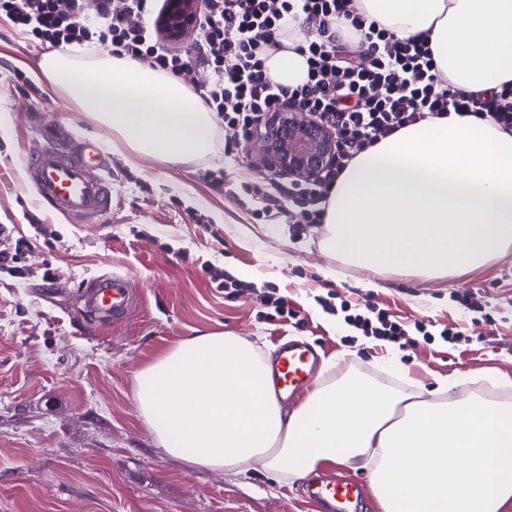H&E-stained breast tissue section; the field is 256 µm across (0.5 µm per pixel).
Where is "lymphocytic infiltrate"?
Instances as JSON below:
<instances>
[{"label": "lymphocytic infiltrate", "instance_id": "obj_1", "mask_svg": "<svg viewBox=\"0 0 512 512\" xmlns=\"http://www.w3.org/2000/svg\"><path fill=\"white\" fill-rule=\"evenodd\" d=\"M153 11L154 0H0V17L44 48L96 44L189 79L234 133L224 142L225 154L268 113L288 106L330 130L336 152L319 178L263 176L248 188L268 210L299 223H321L323 202L356 154L405 126L455 114L488 118L512 131L511 84L490 92L456 89L438 79L423 39L396 38L354 13L351 0H207L192 59L161 42L148 22ZM299 15L318 28L298 47L307 57L306 82L285 87L267 76L265 61L283 49L288 19ZM340 17L348 22L341 32Z\"/></svg>", "mask_w": 512, "mask_h": 512}]
</instances>
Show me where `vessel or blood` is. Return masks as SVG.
<instances>
[{"mask_svg":"<svg viewBox=\"0 0 512 512\" xmlns=\"http://www.w3.org/2000/svg\"><path fill=\"white\" fill-rule=\"evenodd\" d=\"M24 173L36 189L39 206L70 223H96L112 208L111 185L95 169L91 148L73 147L61 134L45 132L39 151L25 160ZM85 291L86 312L116 324L127 318L140 295L135 280L117 273L88 281ZM318 371L315 347L300 340L285 342L272 363L274 389L291 395L308 386ZM308 494L322 512H355L363 485L353 478L329 480L311 486Z\"/></svg>","mask_w":512,"mask_h":512,"instance_id":"obj_1","label":"vessel or blood"}]
</instances>
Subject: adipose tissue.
<instances>
[{
    "instance_id": "1",
    "label": "adipose tissue",
    "mask_w": 512,
    "mask_h": 512,
    "mask_svg": "<svg viewBox=\"0 0 512 512\" xmlns=\"http://www.w3.org/2000/svg\"><path fill=\"white\" fill-rule=\"evenodd\" d=\"M396 37L424 36L435 72L463 91L512 84V0H353ZM288 50L265 62L283 86L305 81ZM38 68L137 157L206 158L217 120L169 74L105 51L46 55ZM324 249L350 266L451 279L512 250V134L451 116L407 126L360 151L332 186ZM139 412L167 454L193 469L280 480L326 465L364 468L382 512H499L512 499V404L464 395L423 400L357 376L314 382L283 408L272 360L231 332H203L139 374Z\"/></svg>"
}]
</instances>
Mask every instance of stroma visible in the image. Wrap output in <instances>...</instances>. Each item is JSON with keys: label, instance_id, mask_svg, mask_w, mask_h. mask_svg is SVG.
I'll return each instance as SVG.
<instances>
[{"label": "stroma", "instance_id": "obj_1", "mask_svg": "<svg viewBox=\"0 0 512 512\" xmlns=\"http://www.w3.org/2000/svg\"><path fill=\"white\" fill-rule=\"evenodd\" d=\"M43 56L0 18V226L33 244L13 271H0V512H321L304 481L191 469L156 445L136 406L138 375L202 332L236 333L262 354L307 341L328 383L353 375L425 393L446 379L454 396L480 381L512 392V252L451 280L392 275L366 287L367 271L324 252L322 225L294 231L243 192L258 171L248 141L229 156L216 141L208 158L175 168L131 158L109 129L35 78ZM54 127L105 160L112 210L99 223L44 212L22 180V154ZM209 171L223 173V188L205 180ZM205 262L250 289L225 299ZM112 272L142 291L118 326L83 311L85 283ZM269 285L295 320L263 317ZM347 300L387 309L405 336L368 341L334 327ZM448 325L457 341L441 337Z\"/></svg>", "mask_w": 512, "mask_h": 512}]
</instances>
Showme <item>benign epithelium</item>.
Segmentation results:
<instances>
[{
  "label": "benign epithelium",
  "instance_id": "benign-epithelium-1",
  "mask_svg": "<svg viewBox=\"0 0 512 512\" xmlns=\"http://www.w3.org/2000/svg\"><path fill=\"white\" fill-rule=\"evenodd\" d=\"M200 0H168L160 25L169 39L179 41L196 26ZM267 145L260 148L265 166L281 175L310 180L333 157L335 138L299 112H273L267 119Z\"/></svg>",
  "mask_w": 512,
  "mask_h": 512
}]
</instances>
